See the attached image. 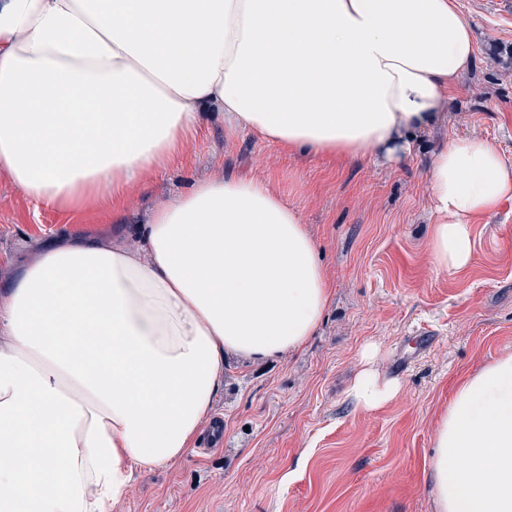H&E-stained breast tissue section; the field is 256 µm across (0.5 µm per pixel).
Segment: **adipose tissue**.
Here are the masks:
<instances>
[{
	"label": "adipose tissue",
	"mask_w": 512,
	"mask_h": 512,
	"mask_svg": "<svg viewBox=\"0 0 512 512\" xmlns=\"http://www.w3.org/2000/svg\"><path fill=\"white\" fill-rule=\"evenodd\" d=\"M473 53L455 0H0V172L37 205L126 202L208 107L228 136L390 162ZM427 180L431 260L464 271L512 165L460 137ZM332 296L299 208L257 177L157 202L134 245L44 247L0 294V512H112L136 471L189 454L225 356L301 350ZM377 355L349 389L367 410L401 391ZM432 446L433 512H512V351L458 382Z\"/></svg>",
	"instance_id": "1"
}]
</instances>
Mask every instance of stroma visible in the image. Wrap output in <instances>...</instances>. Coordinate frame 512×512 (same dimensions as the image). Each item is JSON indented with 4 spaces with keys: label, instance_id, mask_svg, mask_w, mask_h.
<instances>
[{
    "label": "stroma",
    "instance_id": "stroma-1",
    "mask_svg": "<svg viewBox=\"0 0 512 512\" xmlns=\"http://www.w3.org/2000/svg\"><path fill=\"white\" fill-rule=\"evenodd\" d=\"M493 0H456L475 34L474 64L451 95L445 124L419 133L389 164L303 158L242 135L207 113L180 161L134 194L77 213L37 207L0 176V288L62 233L135 241L155 197L187 191L216 170L260 177L297 205L324 257L334 297L296 354L228 359L213 407L224 445L137 471L114 512H432L427 480L436 416L456 381L512 351V202L473 221L474 257L453 273L427 246L434 154L480 135L512 164V14ZM403 389L377 409L348 388L362 350Z\"/></svg>",
    "mask_w": 512,
    "mask_h": 512
}]
</instances>
